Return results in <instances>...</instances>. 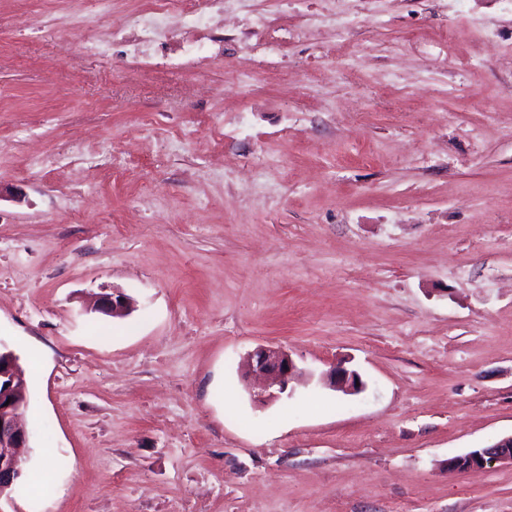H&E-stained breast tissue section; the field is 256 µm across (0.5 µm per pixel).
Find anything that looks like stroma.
<instances>
[{
	"instance_id": "1",
	"label": "stroma",
	"mask_w": 512,
	"mask_h": 512,
	"mask_svg": "<svg viewBox=\"0 0 512 512\" xmlns=\"http://www.w3.org/2000/svg\"><path fill=\"white\" fill-rule=\"evenodd\" d=\"M146 5L0 0V512H512V466L448 469L512 434V0H224L286 43L84 55ZM133 300L122 292L112 291V295H102L98 299L97 309L112 317L127 315L133 308ZM247 371L266 381V394L260 395L258 399L265 402L279 399L283 395L288 396L289 384L295 378L298 369L286 351L270 346H260L249 354ZM25 390L17 356L0 348V502L10 496L7 490L22 475V453L29 448L30 435L23 421ZM330 383L335 390L342 391L346 394L360 392L364 384L359 375L353 371H348L343 367L335 368L330 376ZM359 383V386H356Z\"/></svg>"
}]
</instances>
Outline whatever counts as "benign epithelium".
<instances>
[{"label": "benign epithelium", "instance_id": "7a95c632", "mask_svg": "<svg viewBox=\"0 0 512 512\" xmlns=\"http://www.w3.org/2000/svg\"><path fill=\"white\" fill-rule=\"evenodd\" d=\"M132 308L133 300L122 292L102 295L97 302L100 312L114 317L125 316ZM247 371L266 381L265 394L260 396L265 402L288 394L289 384L298 369L286 351L260 346L249 354ZM330 383L346 394L358 393L364 387L357 373L343 367L333 371ZM25 390L26 381L19 372L17 356L11 351L0 350V499L22 475V453L30 441L23 421ZM500 461L512 463V435L488 448H477L451 459L448 470L478 471Z\"/></svg>", "mask_w": 512, "mask_h": 512}]
</instances>
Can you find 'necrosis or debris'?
Wrapping results in <instances>:
<instances>
[{"label": "necrosis or debris", "mask_w": 512, "mask_h": 512, "mask_svg": "<svg viewBox=\"0 0 512 512\" xmlns=\"http://www.w3.org/2000/svg\"><path fill=\"white\" fill-rule=\"evenodd\" d=\"M224 0H147L145 9L125 16L111 38L91 40L83 50L100 60L119 59L134 71L153 66L154 47L174 39L173 68L189 71L203 59L224 55V34L216 27Z\"/></svg>", "instance_id": "1"}]
</instances>
